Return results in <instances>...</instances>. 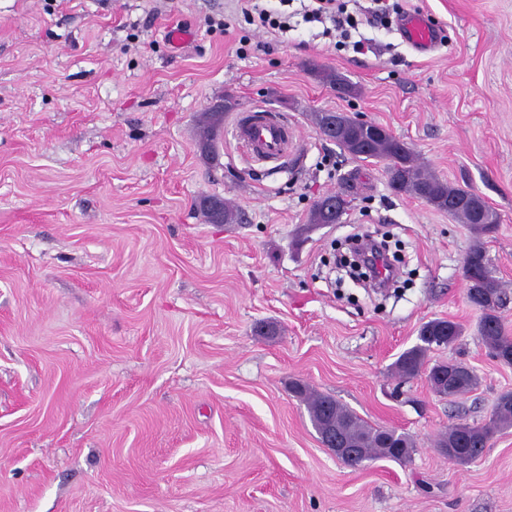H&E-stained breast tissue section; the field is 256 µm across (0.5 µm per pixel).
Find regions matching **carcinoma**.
Segmentation results:
<instances>
[{"instance_id": "carcinoma-1", "label": "carcinoma", "mask_w": 512, "mask_h": 512, "mask_svg": "<svg viewBox=\"0 0 512 512\" xmlns=\"http://www.w3.org/2000/svg\"><path fill=\"white\" fill-rule=\"evenodd\" d=\"M236 100L229 94L209 106L200 119L198 147L207 159L215 154V143L224 120V113L233 111ZM336 128L327 134L341 149L362 160L377 159L386 163L390 186L398 193H405L421 199L448 216L473 225L478 236L495 230L497 213L484 202L475 200L469 190L452 185L430 174L414 158L407 143L397 139L384 127L372 123L367 127L353 128L341 113H336ZM197 208L209 223L237 224L241 213L231 202L203 196L197 201ZM473 270L472 282L468 284L467 298L481 311L477 333L488 355L505 364L512 365V337L505 333L499 310L505 306L507 297L498 281L485 270L489 259L481 242H476L467 254ZM441 333L437 346H451L461 336V327L451 320L435 319L425 323L419 331L420 343L403 352L395 363L399 377L412 379L421 371L433 374L445 369L446 362L428 365L430 350L429 337ZM478 383L476 374L460 366L448 371L450 395L459 397L473 390ZM294 393L302 397L308 406L315 428H320L328 419L336 424V437L346 443L358 460L365 462L385 458L405 463L415 451L413 440L401 433H389L381 427H372L356 414L345 408L335 398L310 391L297 383ZM512 428V392L501 394L494 406L489 421L483 425L467 422L457 423L441 433L436 442L439 452L448 459L457 460L464 451L472 460L483 457L485 449L496 433Z\"/></svg>"}]
</instances>
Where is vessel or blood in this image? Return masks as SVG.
I'll use <instances>...</instances> for the list:
<instances>
[{"instance_id":"vessel-or-blood-1","label":"vessel or blood","mask_w":512,"mask_h":512,"mask_svg":"<svg viewBox=\"0 0 512 512\" xmlns=\"http://www.w3.org/2000/svg\"><path fill=\"white\" fill-rule=\"evenodd\" d=\"M404 41L419 53L431 52L437 34L427 18L408 14L397 23ZM238 137L249 155L261 163H276L287 157L293 148L294 135L278 113L263 110L262 114L240 113L237 120Z\"/></svg>"}]
</instances>
